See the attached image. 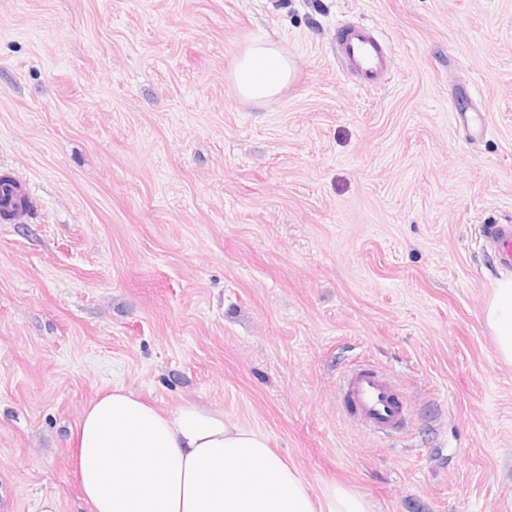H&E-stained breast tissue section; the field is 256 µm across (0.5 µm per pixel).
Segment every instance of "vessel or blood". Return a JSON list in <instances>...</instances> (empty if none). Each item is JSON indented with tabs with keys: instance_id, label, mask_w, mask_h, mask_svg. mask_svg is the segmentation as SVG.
Listing matches in <instances>:
<instances>
[{
	"instance_id": "vessel-or-blood-1",
	"label": "vessel or blood",
	"mask_w": 512,
	"mask_h": 512,
	"mask_svg": "<svg viewBox=\"0 0 512 512\" xmlns=\"http://www.w3.org/2000/svg\"><path fill=\"white\" fill-rule=\"evenodd\" d=\"M343 75L358 87L379 85L387 69L388 48L374 31L359 25H344L338 31L334 47ZM485 237L493 246L499 263L512 265V225L491 224ZM340 393L347 416L377 436H390L403 430L408 412L394 379L368 363H360L341 378Z\"/></svg>"
}]
</instances>
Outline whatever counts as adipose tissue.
<instances>
[{"label":"adipose tissue","mask_w":512,"mask_h":512,"mask_svg":"<svg viewBox=\"0 0 512 512\" xmlns=\"http://www.w3.org/2000/svg\"><path fill=\"white\" fill-rule=\"evenodd\" d=\"M292 72L278 48L260 42L239 56L233 81L245 98L265 101ZM484 318L512 363V277L497 282ZM72 439L91 512H368L342 486L312 493L263 433L190 402L161 413L120 384L87 405Z\"/></svg>","instance_id":"obj_1"}]
</instances>
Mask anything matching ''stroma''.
<instances>
[{"label": "stroma", "instance_id": "stroma-1", "mask_svg": "<svg viewBox=\"0 0 512 512\" xmlns=\"http://www.w3.org/2000/svg\"><path fill=\"white\" fill-rule=\"evenodd\" d=\"M390 48L359 88L341 23ZM270 41L273 100L229 74ZM474 90L487 131L453 117ZM0 512H89L70 441L122 384L265 433L312 492L371 512H512V364L483 310L512 274V0H0ZM390 372L395 438L351 423L346 367ZM485 238L494 247L502 266L512 265V225L490 224L485 229Z\"/></svg>", "mask_w": 512, "mask_h": 512}]
</instances>
